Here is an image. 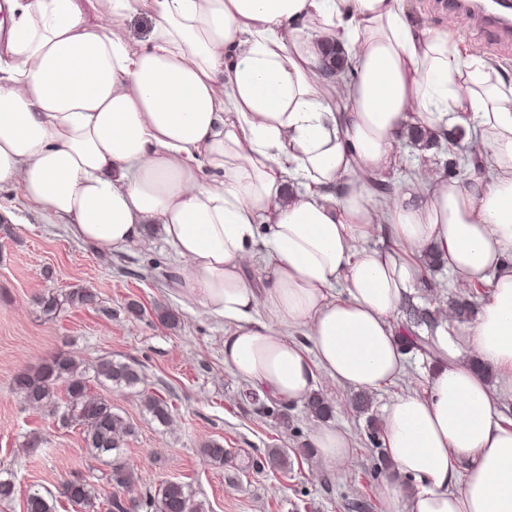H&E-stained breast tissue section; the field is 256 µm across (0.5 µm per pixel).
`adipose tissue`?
I'll list each match as a JSON object with an SVG mask.
<instances>
[{
  "mask_svg": "<svg viewBox=\"0 0 512 512\" xmlns=\"http://www.w3.org/2000/svg\"><path fill=\"white\" fill-rule=\"evenodd\" d=\"M87 2L0 0V187L101 252L160 225L180 295L224 321L225 365L288 403L323 379L372 392L402 374L393 315L426 249L458 286L487 282L467 343L496 381L452 357L388 404L381 495L386 512H512V79L407 0ZM142 8L135 49L112 25ZM323 39L345 55L338 79ZM413 126L491 173L428 162L377 194ZM309 444L336 467L352 437L319 423Z\"/></svg>",
  "mask_w": 512,
  "mask_h": 512,
  "instance_id": "adipose-tissue-1",
  "label": "adipose tissue"
}]
</instances>
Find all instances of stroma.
Segmentation results:
<instances>
[{"label": "stroma", "instance_id": "obj_1", "mask_svg": "<svg viewBox=\"0 0 512 512\" xmlns=\"http://www.w3.org/2000/svg\"><path fill=\"white\" fill-rule=\"evenodd\" d=\"M410 6L461 49L512 73V43L493 30L448 14L442 0H410ZM176 267L161 234L143 246L102 253L30 210L19 190L0 189V469L10 470L16 483L13 501L0 512H23L30 492L59 496L62 484L75 479L94 484L99 503L114 493L102 477L106 463L92 456L79 427H61L51 411L32 410L12 388L19 371L60 353L85 367L103 357L137 362L148 391L169 404L173 419L163 426L144 410L137 390L92 387L136 426L123 448L138 476L134 495L172 480L188 484L208 512H385L382 436L371 424L397 396L425 390L429 369L422 357L407 354L404 376L372 392L366 413L354 407V388L319 382V392L333 403V425L354 437L344 467L295 456L290 470L251 472V462L264 459L268 449L307 443L314 420L303 405L250 397L247 384L224 365L223 321L190 311L176 287ZM80 287L96 294L97 305L54 316L37 305L41 296ZM131 303L140 306V315L128 313ZM160 304L179 315L177 327L158 320ZM280 409L286 419L277 417ZM34 438L39 447H30ZM208 441L224 445L223 465L202 455ZM57 512L74 508L59 496Z\"/></svg>", "mask_w": 512, "mask_h": 512}]
</instances>
